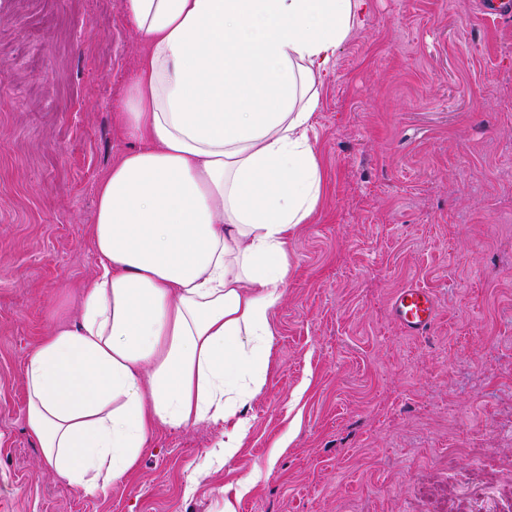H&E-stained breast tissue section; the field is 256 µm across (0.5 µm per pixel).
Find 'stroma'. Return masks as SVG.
I'll return each mask as SVG.
<instances>
[{
	"instance_id": "stroma-1",
	"label": "stroma",
	"mask_w": 512,
	"mask_h": 512,
	"mask_svg": "<svg viewBox=\"0 0 512 512\" xmlns=\"http://www.w3.org/2000/svg\"><path fill=\"white\" fill-rule=\"evenodd\" d=\"M479 0H370L320 90L323 193L292 271L250 430L159 429L128 483L85 496L43 463L24 368L78 320L95 190L142 40L122 0H0V512H512L455 494L493 449L512 476V19ZM408 286L438 318L405 335ZM391 313L401 330L410 336H419L436 322L438 308L432 290L419 286L400 289L391 304Z\"/></svg>"
}]
</instances>
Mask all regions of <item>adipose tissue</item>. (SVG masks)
<instances>
[{
    "instance_id": "obj_1",
    "label": "adipose tissue",
    "mask_w": 512,
    "mask_h": 512,
    "mask_svg": "<svg viewBox=\"0 0 512 512\" xmlns=\"http://www.w3.org/2000/svg\"><path fill=\"white\" fill-rule=\"evenodd\" d=\"M367 0H125L144 43L116 124L136 143L96 191L99 271L77 325L25 368L26 427L58 477L127 483L161 428L231 457L266 385L288 240L322 194V76Z\"/></svg>"
}]
</instances>
